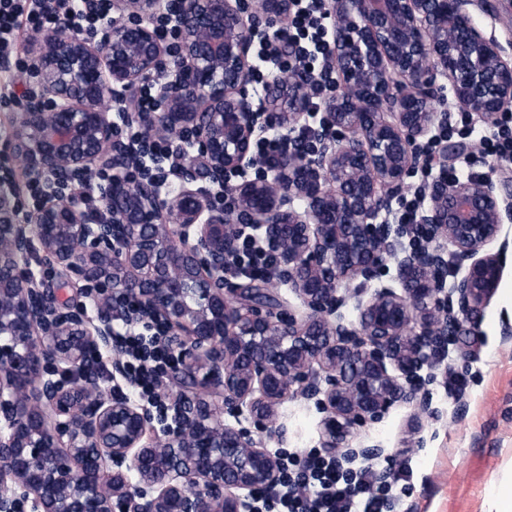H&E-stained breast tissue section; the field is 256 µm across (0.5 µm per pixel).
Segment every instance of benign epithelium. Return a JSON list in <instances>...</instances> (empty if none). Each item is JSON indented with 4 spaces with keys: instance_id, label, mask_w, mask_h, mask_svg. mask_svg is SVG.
<instances>
[{
    "instance_id": "7a95c632",
    "label": "benign epithelium",
    "mask_w": 512,
    "mask_h": 512,
    "mask_svg": "<svg viewBox=\"0 0 512 512\" xmlns=\"http://www.w3.org/2000/svg\"><path fill=\"white\" fill-rule=\"evenodd\" d=\"M471 4L324 0L335 78L321 124L310 146L288 145L253 176L258 138L292 139L310 108L298 72L263 97L246 89L259 24L287 21L292 0L252 11L181 0L173 46L155 25L165 0H112L116 21L93 34H38L11 151L54 189L25 211L0 191V512H250L283 476L262 438L281 434L285 400L314 404L321 447L347 462L384 454L363 432L394 408L437 418L434 368L477 335L499 287L512 190L488 177L433 182L418 242L404 243L392 214L422 143L448 126L444 90L487 125L512 110V61ZM158 74L159 111L138 117L145 138L188 134L201 151L165 193L122 177L130 154L106 106ZM103 166L105 210H87L67 183ZM220 191L231 207L216 204ZM246 228L302 312L228 281ZM389 258L399 287H371ZM44 267L83 281L76 307L61 310ZM117 297L160 325L176 373L204 391L153 411L103 388V352L112 378L127 379Z\"/></svg>"
}]
</instances>
